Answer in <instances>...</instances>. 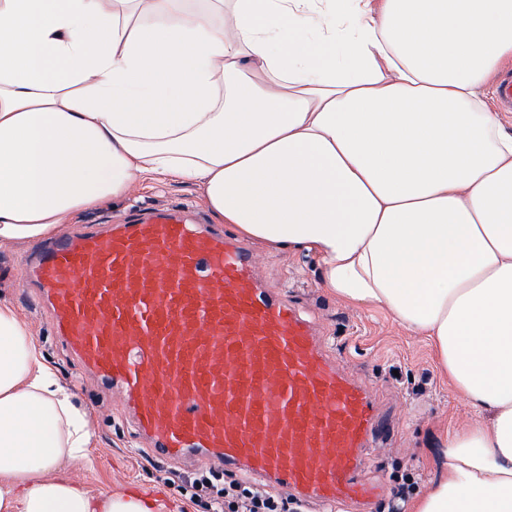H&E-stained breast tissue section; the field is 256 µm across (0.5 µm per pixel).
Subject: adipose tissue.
Returning <instances> with one entry per match:
<instances>
[{
  "instance_id": "obj_1",
  "label": "adipose tissue",
  "mask_w": 512,
  "mask_h": 512,
  "mask_svg": "<svg viewBox=\"0 0 512 512\" xmlns=\"http://www.w3.org/2000/svg\"><path fill=\"white\" fill-rule=\"evenodd\" d=\"M512 0H0V238L52 235L135 176L318 260L489 416L412 512H512V131L478 89ZM87 414L0 300V512H158L61 475Z\"/></svg>"
}]
</instances>
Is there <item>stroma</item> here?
<instances>
[{"label": "stroma", "mask_w": 512, "mask_h": 512, "mask_svg": "<svg viewBox=\"0 0 512 512\" xmlns=\"http://www.w3.org/2000/svg\"><path fill=\"white\" fill-rule=\"evenodd\" d=\"M190 202L207 209L205 190L198 183L153 182L134 178L125 197L104 202L69 220L77 227L99 215L120 216L133 207L151 208ZM25 241L0 240V299L9 301L61 383L85 409L94 442L86 457L67 466L92 497L112 492L135 493L164 503L165 512H214L209 504L191 501L180 488L163 483L150 464L152 454L125 420L124 410L105 395L69 355L47 316L26 305L20 293L26 285ZM261 273L270 285L285 288L310 313L324 332L330 349L346 360L350 373L367 383L390 408L398 424L395 438L374 449L365 476L384 481L392 460L412 464L419 472V489H426L443 470L439 437L448 430L470 427L475 415L452 390L438 366L434 348L412 335L381 307L347 304L321 287L317 261L308 254L259 242ZM424 396H417L418 386Z\"/></svg>", "instance_id": "obj_1"}]
</instances>
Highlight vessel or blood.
<instances>
[{"label":"vessel or blood","instance_id":"b4317fda","mask_svg":"<svg viewBox=\"0 0 512 512\" xmlns=\"http://www.w3.org/2000/svg\"><path fill=\"white\" fill-rule=\"evenodd\" d=\"M26 303L164 460L371 512L362 471L393 432L318 328L257 273L245 241L187 206L63 232L25 256Z\"/></svg>","mask_w":512,"mask_h":512}]
</instances>
